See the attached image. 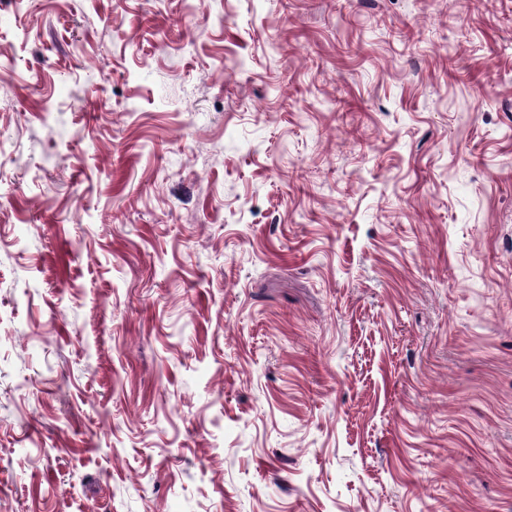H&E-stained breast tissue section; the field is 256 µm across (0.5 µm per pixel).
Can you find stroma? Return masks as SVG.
Listing matches in <instances>:
<instances>
[{
	"mask_svg": "<svg viewBox=\"0 0 512 512\" xmlns=\"http://www.w3.org/2000/svg\"><path fill=\"white\" fill-rule=\"evenodd\" d=\"M0 512H512V0H0Z\"/></svg>",
	"mask_w": 512,
	"mask_h": 512,
	"instance_id": "35a3bbf8",
	"label": "stroma"
}]
</instances>
